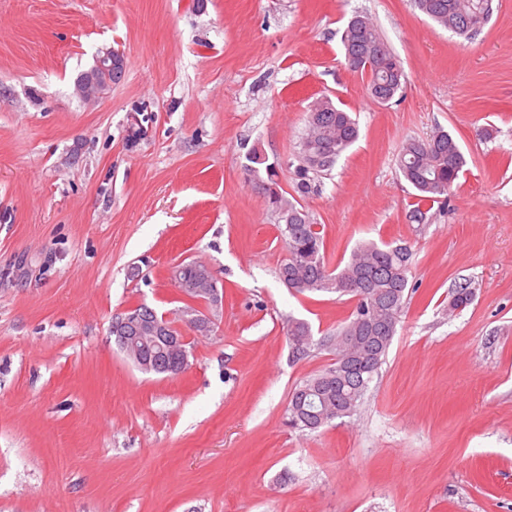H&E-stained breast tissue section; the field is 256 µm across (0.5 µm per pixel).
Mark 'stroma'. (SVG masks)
I'll use <instances>...</instances> for the list:
<instances>
[{"label":"stroma","mask_w":512,"mask_h":512,"mask_svg":"<svg viewBox=\"0 0 512 512\" xmlns=\"http://www.w3.org/2000/svg\"><path fill=\"white\" fill-rule=\"evenodd\" d=\"M357 14L404 67L389 103L344 58ZM110 48L122 79L83 100ZM322 96L360 137L301 196ZM440 129L466 164L423 201L398 151ZM254 152L331 264L366 242L411 252L385 362L357 412L315 431L284 411L355 303L279 280ZM188 261L224 284L214 330L182 374L142 373L112 318H175ZM465 282L474 302L449 312ZM293 320L312 328L302 359ZM0 512H512V0L469 39L413 0H0Z\"/></svg>","instance_id":"1"}]
</instances>
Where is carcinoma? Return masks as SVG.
I'll return each instance as SVG.
<instances>
[{"mask_svg": "<svg viewBox=\"0 0 512 512\" xmlns=\"http://www.w3.org/2000/svg\"><path fill=\"white\" fill-rule=\"evenodd\" d=\"M490 0H416L418 9L441 27L467 39L485 26ZM341 42L345 54L363 57L359 70L368 73L369 95L380 103L391 101L405 82L401 61L392 52L371 20L362 27L349 21ZM124 67L112 69L110 76L97 78L95 70L84 73L79 86L95 82L114 83L122 78ZM359 128L350 113L337 107L330 98L316 99L308 113L296 166L297 191L311 190L310 175L332 170L338 159L358 139ZM465 165V158L455 139L444 130L426 139L408 138L400 146L398 166L403 177L424 199L446 197ZM270 183L265 189L269 204L283 221L287 257L280 264L278 277L297 293L328 292L339 297L351 296L356 305L347 323L336 335L358 336L362 346L359 357L346 364L345 371L327 380L336 370L331 364L303 379L292 391L286 408L290 428L317 430L332 421L351 416L360 405L373 376L387 357L397 333L409 293L410 252L403 245L357 247L345 263L330 267L325 252L324 235L316 228L309 213L279 193L273 185L274 171L267 172ZM178 289L187 296L184 314L199 313L193 303L214 306L213 285L207 270L198 261L179 265ZM450 312L463 310L474 299L470 285L463 283L452 293ZM132 336H143L139 345L141 359L155 363L151 373L175 376L182 352L174 351L152 339L155 332L140 329V322L128 326Z\"/></svg>", "mask_w": 512, "mask_h": 512, "instance_id": "carcinoma-1", "label": "carcinoma"}]
</instances>
